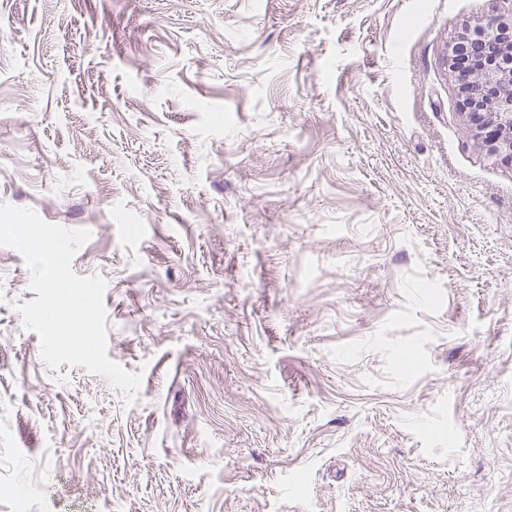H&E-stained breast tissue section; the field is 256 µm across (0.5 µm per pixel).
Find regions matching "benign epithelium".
I'll list each match as a JSON object with an SVG mask.
<instances>
[{
  "instance_id": "1",
  "label": "benign epithelium",
  "mask_w": 512,
  "mask_h": 512,
  "mask_svg": "<svg viewBox=\"0 0 512 512\" xmlns=\"http://www.w3.org/2000/svg\"><path fill=\"white\" fill-rule=\"evenodd\" d=\"M460 38L471 54L464 101L470 123L490 153L512 162V18H490Z\"/></svg>"
}]
</instances>
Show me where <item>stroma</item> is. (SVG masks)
I'll list each match as a JSON object with an SVG mask.
<instances>
[{"label":"stroma","instance_id":"35a3bbf8","mask_svg":"<svg viewBox=\"0 0 512 512\" xmlns=\"http://www.w3.org/2000/svg\"><path fill=\"white\" fill-rule=\"evenodd\" d=\"M512 0H0V203L86 228L125 404L0 246L26 512H512V163L445 57Z\"/></svg>","mask_w":512,"mask_h":512}]
</instances>
